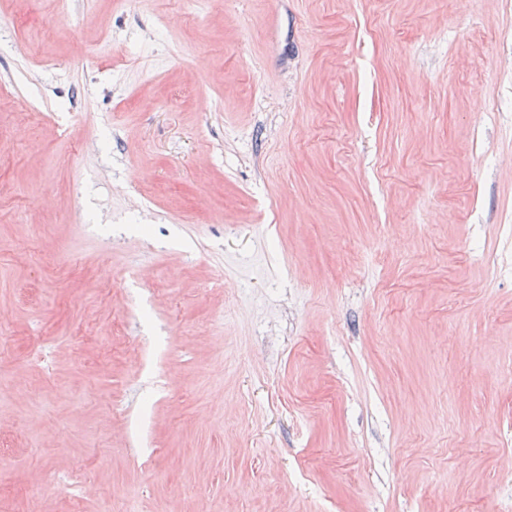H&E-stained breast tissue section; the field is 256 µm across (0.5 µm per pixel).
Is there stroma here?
I'll use <instances>...</instances> for the list:
<instances>
[{"instance_id": "1", "label": "stroma", "mask_w": 512, "mask_h": 512, "mask_svg": "<svg viewBox=\"0 0 512 512\" xmlns=\"http://www.w3.org/2000/svg\"><path fill=\"white\" fill-rule=\"evenodd\" d=\"M508 224L512 0H0V512H512Z\"/></svg>"}]
</instances>
